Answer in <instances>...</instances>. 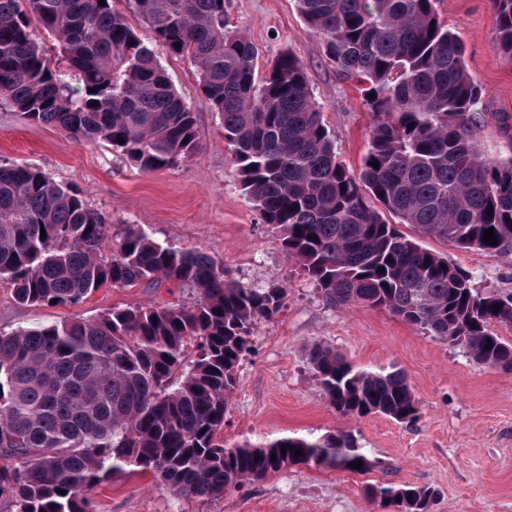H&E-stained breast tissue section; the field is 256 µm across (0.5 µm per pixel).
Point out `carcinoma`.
I'll return each instance as SVG.
<instances>
[{"instance_id":"obj_1","label":"carcinoma","mask_w":512,"mask_h":512,"mask_svg":"<svg viewBox=\"0 0 512 512\" xmlns=\"http://www.w3.org/2000/svg\"><path fill=\"white\" fill-rule=\"evenodd\" d=\"M129 2L157 44L196 66L243 191L328 305L384 309L512 372V344L490 328L512 327V294L479 290L384 219L461 248H512V154L481 157L480 91L436 0H296L339 71L364 85L375 123L357 175L337 154L295 56L281 54L255 77L257 50L228 28V0ZM491 4L494 48L512 58V0ZM33 21L55 40L58 60L33 37ZM0 97L31 121L108 140L144 172L172 167L198 145L192 112L112 0H0ZM111 227L78 191L31 166L0 165V279L18 303L70 307L103 287L164 281L196 293L189 306L113 309L0 334V498L14 512H94L89 492L126 466L200 500L294 465L373 467L343 432L226 444L236 369L254 348L255 325L282 312L288 289L244 285L208 254L134 224L109 255ZM489 228L494 244L483 240ZM310 363L337 413L417 419L401 372L355 367L324 345ZM358 460L362 468L350 466ZM366 492L401 512H431L435 499L429 487Z\"/></svg>"}]
</instances>
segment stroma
Masks as SVG:
<instances>
[{"instance_id": "35a3bbf8", "label": "stroma", "mask_w": 512, "mask_h": 512, "mask_svg": "<svg viewBox=\"0 0 512 512\" xmlns=\"http://www.w3.org/2000/svg\"><path fill=\"white\" fill-rule=\"evenodd\" d=\"M436 9L463 42L465 64L481 90L477 137L483 158L512 154V59L493 47L496 14L490 0H437ZM227 12L231 30L257 49L258 76L283 53L300 61L339 157L359 172L374 117L360 85L338 72L296 0H229ZM156 55L195 118L198 146L187 159L143 172L108 141L28 120L0 98V164L28 165L78 190L89 206L111 218L113 234L137 224L159 242L223 262L244 284H284L285 308L255 326L254 350L238 366L224 439L241 444L346 432L374 465L364 474L294 466L209 502L174 497L151 473L127 467L92 490L96 512H386L366 494L376 484L434 489L432 512H512V373L478 364L385 310L326 305L244 194L221 117L203 95L194 64L161 48ZM403 232L472 275L476 288L512 292V251L463 249L409 226ZM194 299L193 290L165 282L149 289L104 287L74 307H34L18 304L2 280L0 333L94 318L113 308L188 305ZM317 344L359 368L401 371L418 401L417 421L336 413L309 362Z\"/></svg>"}]
</instances>
